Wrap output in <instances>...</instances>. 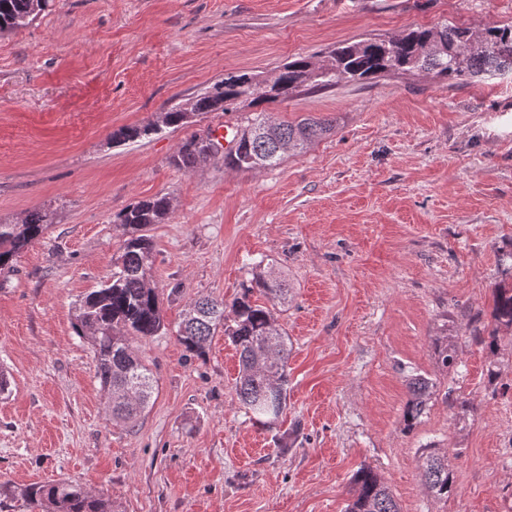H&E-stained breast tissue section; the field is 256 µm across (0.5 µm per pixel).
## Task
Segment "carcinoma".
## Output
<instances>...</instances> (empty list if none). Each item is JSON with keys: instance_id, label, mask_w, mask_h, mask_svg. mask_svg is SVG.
Segmentation results:
<instances>
[{"instance_id": "obj_1", "label": "carcinoma", "mask_w": 512, "mask_h": 512, "mask_svg": "<svg viewBox=\"0 0 512 512\" xmlns=\"http://www.w3.org/2000/svg\"><path fill=\"white\" fill-rule=\"evenodd\" d=\"M54 0H0V33L13 31L37 19ZM427 71L448 82L482 75L512 73V25L492 26L481 31L455 24L413 29L399 37H371L334 48L327 59L315 65L297 57L280 67L264 91V80L255 74L229 75L208 90L185 101L171 104L156 121L141 127H123L111 133L114 142L135 140L165 129L191 126L187 114L231 112L239 105L285 101L302 88L324 90L341 81H366L391 74ZM268 118L259 112L240 134L234 147L223 153L224 166L253 171L278 166L289 150H301L325 137L333 121L304 117L296 122L275 124L276 134L266 133ZM214 140L194 132L179 143L171 164L192 170L210 159ZM172 213L171 198L165 194L139 200L117 215V223L128 231L120 261L111 276L81 301L75 316L76 335L90 340L98 378L110 394L112 417L133 422L147 407L153 393L150 367L136 356L127 336L148 339L164 328L160 291L153 284L154 245L145 234L153 224L164 223ZM52 214L30 213L19 224H0V269L11 266L26 247L43 238ZM269 300H284L288 289L282 281L257 272L253 284L236 298L230 310L224 301L202 299L186 310L178 330V341L186 352L206 357V346L218 328L224 329L240 358L237 391L250 419L269 427L280 421L288 401V345L272 309L252 300L253 293ZM493 318L512 327V284H499L493 293ZM439 364L454 369L456 350L444 336L435 346ZM410 398L404 420L412 426L431 398L434 383L416 374L408 382ZM423 473L428 489L439 499L452 491L453 474L448 457L429 452L423 456ZM357 491L344 512H399L387 486L371 469L354 476ZM22 500L30 508L45 512H117L108 497L96 495L69 480L31 483L19 490L0 484V512Z\"/></svg>"}]
</instances>
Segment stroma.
Wrapping results in <instances>:
<instances>
[{
  "instance_id": "1",
  "label": "stroma",
  "mask_w": 512,
  "mask_h": 512,
  "mask_svg": "<svg viewBox=\"0 0 512 512\" xmlns=\"http://www.w3.org/2000/svg\"><path fill=\"white\" fill-rule=\"evenodd\" d=\"M446 22L512 24V0H55L0 33V222L53 213L0 271V483L67 479L119 512H344L367 467L399 512H512V329L492 316L512 248L511 75L343 81L198 119L201 131L259 110L335 120L256 172L172 166L180 130L109 139L226 75L270 78L339 43ZM159 194L173 204L149 230L165 327L128 339L157 384L129 427L72 323L122 254L114 216ZM259 267L288 287L275 307L288 409L272 430L239 400L223 331L203 359L176 335L191 302L232 304ZM442 336L454 339L451 372L433 352ZM413 374L434 394L409 427ZM432 451L454 475L445 500L419 467Z\"/></svg>"
}]
</instances>
